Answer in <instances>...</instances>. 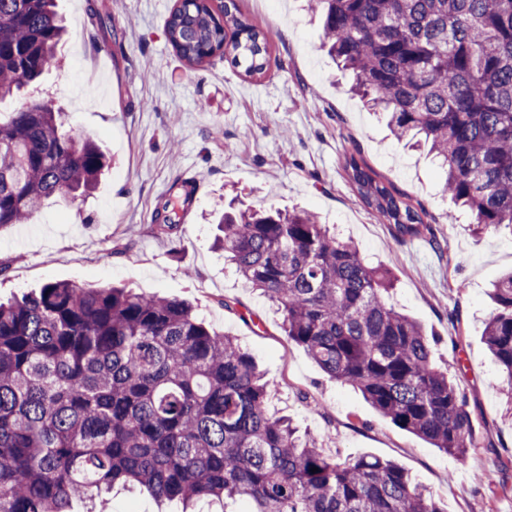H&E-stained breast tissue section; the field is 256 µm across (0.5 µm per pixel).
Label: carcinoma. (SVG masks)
Listing matches in <instances>:
<instances>
[{"instance_id": "carcinoma-1", "label": "carcinoma", "mask_w": 512, "mask_h": 512, "mask_svg": "<svg viewBox=\"0 0 512 512\" xmlns=\"http://www.w3.org/2000/svg\"><path fill=\"white\" fill-rule=\"evenodd\" d=\"M323 42L352 89L400 140L446 169V190L484 227L512 226V0H311ZM93 37L112 38L105 0H89ZM56 0H0V103L57 66ZM226 54L248 76L268 67L269 33L236 0L177 3L166 23L191 67ZM105 150L64 127L45 101L0 112V230L41 204L93 191ZM343 168L367 212L404 243L441 250L425 210L355 155ZM159 232L176 233L167 199ZM218 246L282 313L288 339L383 417L463 458L476 447L465 393L437 364L434 339L389 304L391 275L306 210L226 211ZM484 343L512 407V271L492 284ZM250 353L180 299L52 283L0 302V512H70L136 485L159 500L249 503L247 512H447L397 463L344 460L269 410ZM316 467L318 471L310 472Z\"/></svg>"}]
</instances>
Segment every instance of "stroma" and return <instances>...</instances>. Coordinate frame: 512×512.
<instances>
[{
  "mask_svg": "<svg viewBox=\"0 0 512 512\" xmlns=\"http://www.w3.org/2000/svg\"><path fill=\"white\" fill-rule=\"evenodd\" d=\"M176 0H112L111 64L98 62L88 0H58L68 35L57 68L37 88L76 134L95 138L114 164L94 192L46 202L25 224L0 231V299L48 283L126 285L191 302L235 337L273 388L271 409L317 437L332 456L368 453L397 462L440 494L448 512H512V417L500 370L483 338L490 284L512 269V227L473 233L471 216L441 188L446 172L399 142L349 91L350 77L320 48L303 0H237L271 36L268 71L246 76L222 55L198 69L174 53L165 21ZM360 153L396 190L422 204L441 239L397 243L363 208L343 161ZM200 191L177 237L155 233L157 203L177 181ZM240 196L255 208L298 206L353 241L393 278L390 301L436 335L442 361L466 391L481 447L442 453L330 379L288 340L283 318L213 246L212 213ZM486 482H478L481 474Z\"/></svg>",
  "mask_w": 512,
  "mask_h": 512,
  "instance_id": "35a3bbf8",
  "label": "stroma"
}]
</instances>
